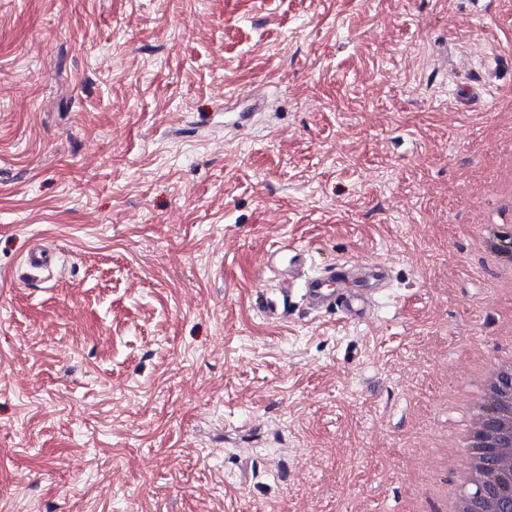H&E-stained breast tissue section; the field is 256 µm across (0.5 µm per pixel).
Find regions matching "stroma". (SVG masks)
Listing matches in <instances>:
<instances>
[{
  "label": "stroma",
  "mask_w": 512,
  "mask_h": 512,
  "mask_svg": "<svg viewBox=\"0 0 512 512\" xmlns=\"http://www.w3.org/2000/svg\"><path fill=\"white\" fill-rule=\"evenodd\" d=\"M510 98L504 0H0V512H430ZM291 245L375 319L260 317ZM57 252L35 242L28 248L22 258V275L27 279L39 278L44 272L52 269L56 264Z\"/></svg>",
  "instance_id": "obj_1"
}]
</instances>
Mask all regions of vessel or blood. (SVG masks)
<instances>
[{
    "mask_svg": "<svg viewBox=\"0 0 512 512\" xmlns=\"http://www.w3.org/2000/svg\"><path fill=\"white\" fill-rule=\"evenodd\" d=\"M56 258L55 250L32 243L22 258L23 276L40 277L55 266ZM287 266L300 270L301 276L296 281H283L278 287L263 291L259 307L267 318L284 315L293 296L297 295L306 312L332 310L349 323L364 324L372 319L390 278L389 267L378 262L338 259L315 269L307 251L294 246L288 249Z\"/></svg>",
    "mask_w": 512,
    "mask_h": 512,
    "instance_id": "1",
    "label": "vessel or blood"
}]
</instances>
